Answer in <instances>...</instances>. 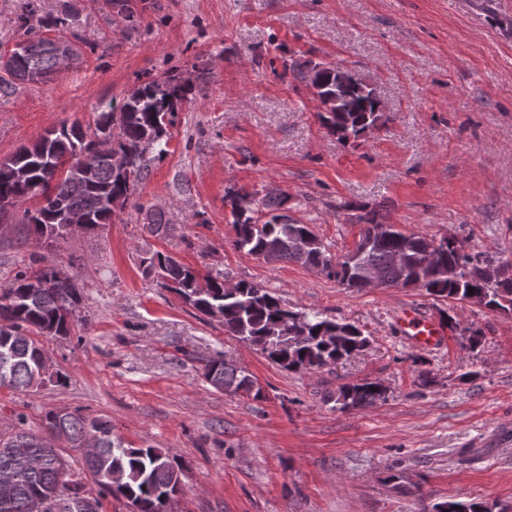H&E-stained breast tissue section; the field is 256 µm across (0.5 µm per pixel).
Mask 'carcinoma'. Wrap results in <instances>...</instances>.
<instances>
[{
    "mask_svg": "<svg viewBox=\"0 0 512 512\" xmlns=\"http://www.w3.org/2000/svg\"><path fill=\"white\" fill-rule=\"evenodd\" d=\"M72 11L67 3L61 14H48L28 27L25 54L0 63V70L9 76L4 89L15 90L24 84V73L29 71L39 73L43 81L57 74L51 48L54 39L46 32L65 24ZM292 71L319 89L320 122L338 139H357L387 123L381 98L358 74L310 61L292 65ZM192 89L191 80L176 75L151 79L131 91L120 106L109 103L99 112L95 131L109 125L117 128L112 134L113 149L135 159L133 179L114 171L111 155L104 154L97 158L89 183L73 189L69 177L56 175L57 168L61 161L90 150L93 140L81 127L63 125L0 161V203L42 196L39 208L24 212L23 223L27 233L45 239L46 246L67 236L60 219L64 211L87 216L91 231L112 223L115 208L127 205L148 177L151 163L167 154L169 128ZM22 167L28 169V180L19 182L15 172ZM248 197L249 193L240 191L228 195L235 229L232 245L246 255L259 259L271 251L277 263L320 266L343 288L357 287L356 267L368 265L377 270L387 288H420L452 302L477 299L488 309L512 313V277L493 285L479 283L475 279L478 266L488 259L466 252L462 245L426 234H406L369 211L358 216L364 229L355 250L336 259L311 225L288 218V195L268 194L242 206ZM429 250L438 253L439 261L459 269L458 282L439 278L434 268L424 265L423 256ZM141 265L146 276L174 291L202 315L217 318L225 332L257 347L284 369L319 371L368 345L358 327L292 310L269 289L252 282L240 280L226 288L224 277L215 276L207 278V287L201 288L195 269L158 252L142 258ZM470 287L474 292L468 291ZM79 298L73 278H58L50 262L16 272L12 288L0 295V386L28 390L53 379L54 374L41 372V346L33 336L69 335ZM202 371L218 391L262 397L261 387L249 373L222 358L205 361ZM382 399L384 388L369 381L342 385L328 396L341 410L372 407ZM44 431L50 437L65 436L73 448L93 436L97 448L82 456V467L74 470L42 436L20 426L8 435L0 434V472L13 474L11 491L0 496V512H100L107 496L126 499L138 512H159L164 499L181 491L184 464L161 448H134L112 438V426L102 416L76 410L59 416L50 411L45 415ZM89 479L98 490L87 486ZM433 512L491 510L483 502L448 500L435 504Z\"/></svg>",
    "mask_w": 512,
    "mask_h": 512,
    "instance_id": "carcinoma-1",
    "label": "carcinoma"
}]
</instances>
